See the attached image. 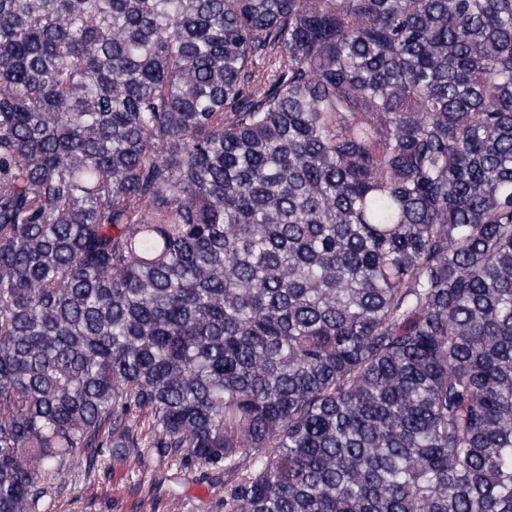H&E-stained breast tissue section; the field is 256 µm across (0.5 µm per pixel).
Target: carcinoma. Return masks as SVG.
Returning a JSON list of instances; mask_svg holds the SVG:
<instances>
[{"label":"carcinoma","mask_w":512,"mask_h":512,"mask_svg":"<svg viewBox=\"0 0 512 512\" xmlns=\"http://www.w3.org/2000/svg\"><path fill=\"white\" fill-rule=\"evenodd\" d=\"M147 452L512 512V0H0V512Z\"/></svg>","instance_id":"cac0c4a2"}]
</instances>
